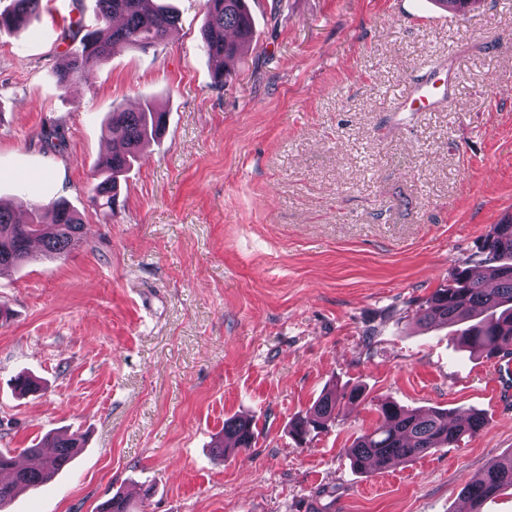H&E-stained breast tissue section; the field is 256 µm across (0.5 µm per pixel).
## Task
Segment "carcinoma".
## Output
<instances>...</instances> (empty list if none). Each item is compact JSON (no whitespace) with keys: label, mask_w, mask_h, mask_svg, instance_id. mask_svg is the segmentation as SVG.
I'll return each mask as SVG.
<instances>
[{"label":"carcinoma","mask_w":512,"mask_h":512,"mask_svg":"<svg viewBox=\"0 0 512 512\" xmlns=\"http://www.w3.org/2000/svg\"><path fill=\"white\" fill-rule=\"evenodd\" d=\"M98 27L87 29L78 21L69 25L67 38H80L81 51L67 56L58 72L61 86L68 87L82 78L92 66L108 60L119 48L147 50L163 42L177 27L178 15L157 0H97ZM42 0H10L0 10V31L19 30L39 13ZM206 22L201 48L214 65V84L223 86L232 78L228 63L241 56L253 40L248 0H205ZM165 112L153 101H143L135 111L114 110L109 116L112 152L97 163L101 180L93 188V204L110 213L118 201V174L129 170L140 158L146 143L159 137ZM84 224L65 201L50 205L34 204L25 222L0 205V270L20 266L31 259L37 242L44 255L66 257L82 239ZM483 278L469 268L457 271L452 282L434 291L424 302L420 321L452 328L458 343L473 353L493 357L512 355V216L494 225L483 242ZM358 389L324 393L303 416L291 422L290 432L298 444L319 432L345 402L359 405ZM377 411L381 424L359 436L350 448L352 465L359 470H380L398 461H407L439 448H448L464 434L475 435L485 427L484 419L473 413L463 421L440 410L421 412L394 402H383ZM256 424L236 418L224 422V439L217 453L246 450L255 446ZM84 438L77 433L52 438V453L41 448H25L22 454L31 464L20 468L11 452H0V473L11 480L0 481V509L12 499L17 484L38 488L76 458ZM512 490V456L503 457L478 479L468 483L464 496L470 512L505 490Z\"/></svg>","instance_id":"obj_1"}]
</instances>
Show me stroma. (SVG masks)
Wrapping results in <instances>:
<instances>
[{
	"instance_id": "35a3bbf8",
	"label": "stroma",
	"mask_w": 512,
	"mask_h": 512,
	"mask_svg": "<svg viewBox=\"0 0 512 512\" xmlns=\"http://www.w3.org/2000/svg\"><path fill=\"white\" fill-rule=\"evenodd\" d=\"M69 90L70 23L96 0H42L0 34V202L65 198L84 221L64 258L0 273V450L85 435L73 466L5 512H465L461 493L512 452V386L420 305L478 267L512 215V0L449 18L434 0H254V39L214 86L203 0ZM452 62L456 103L398 112L407 82ZM151 98L166 132L91 202L107 118ZM64 130L47 146L42 132ZM40 379L15 393L18 374ZM362 388L303 446L288 424L325 388ZM482 413L487 426L378 471L347 450L376 403ZM254 448L218 457L225 420Z\"/></svg>"
}]
</instances>
